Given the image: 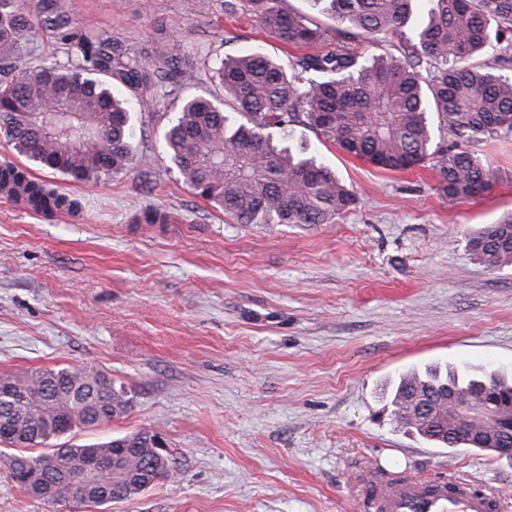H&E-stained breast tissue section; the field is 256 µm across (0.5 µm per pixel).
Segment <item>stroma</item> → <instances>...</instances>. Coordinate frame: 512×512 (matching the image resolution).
<instances>
[{"mask_svg": "<svg viewBox=\"0 0 512 512\" xmlns=\"http://www.w3.org/2000/svg\"><path fill=\"white\" fill-rule=\"evenodd\" d=\"M91 41L176 59L198 80H169L157 110L214 89L213 67L261 47L288 61L253 14L224 0H46ZM36 28L19 68L65 60ZM130 170L75 182L38 179L78 200L44 215L0 199V373L67 365L112 374L128 413L75 444L158 430L176 472L94 512H375L370 473H449L507 496L512 460L441 448L397 424L402 375L430 366L512 374V266L489 270L471 235L512 214V133L441 147L474 153L489 189L455 200L430 164L391 170L295 125L355 203L326 224H241L195 196L163 148V122L134 112ZM165 223L144 220L148 208ZM0 512H87L29 495L0 469Z\"/></svg>", "mask_w": 512, "mask_h": 512, "instance_id": "obj_1", "label": "stroma"}]
</instances>
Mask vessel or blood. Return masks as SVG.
<instances>
[{
	"instance_id": "obj_1",
	"label": "vessel or blood",
	"mask_w": 512,
	"mask_h": 512,
	"mask_svg": "<svg viewBox=\"0 0 512 512\" xmlns=\"http://www.w3.org/2000/svg\"><path fill=\"white\" fill-rule=\"evenodd\" d=\"M375 507L377 512H499L501 504L493 494L444 476L378 485Z\"/></svg>"
}]
</instances>
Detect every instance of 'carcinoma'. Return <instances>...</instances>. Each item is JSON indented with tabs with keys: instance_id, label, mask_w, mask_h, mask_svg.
I'll return each mask as SVG.
<instances>
[{
	"instance_id": "cac0c4a2",
	"label": "carcinoma",
	"mask_w": 512,
	"mask_h": 512,
	"mask_svg": "<svg viewBox=\"0 0 512 512\" xmlns=\"http://www.w3.org/2000/svg\"><path fill=\"white\" fill-rule=\"evenodd\" d=\"M260 27L286 47L304 49L289 64L262 50L227 57L213 71L209 96L187 97L164 129L166 151L189 189L244 224H326L355 202L352 191L304 145L275 133L303 124L348 154L388 169L433 163L441 190L467 199L488 189L492 172L468 151L432 148L435 132L463 140L512 133V79L473 63L493 44L512 48V0H426L427 9L406 39L404 55L365 57L348 42L380 43L402 33L419 0H308L337 23L336 49L310 53L321 29L287 11L281 0H246ZM44 24L61 32L77 61L25 69L0 83V124L18 154L73 181H97L127 172L134 160L128 100L114 95L116 79L140 101H156L173 74L185 84L196 75L173 60L116 50L69 31L56 16ZM33 29L23 0H0V62L18 58ZM68 112L95 140L43 128L45 114ZM0 192L52 215L76 202L31 179L28 169L0 168ZM473 252L491 270L512 266V217L478 231ZM13 399H0V442L18 453L0 458L9 477L29 493L58 485L50 502L91 504L65 481L82 466L97 474L96 497L122 502L167 477L172 459L155 448L157 433L138 430L105 443L68 444L52 439L91 431L128 413L132 397L104 373L86 367L0 376ZM478 402L500 415L495 424L456 414ZM394 415L405 428L446 447L459 444L491 452L512 431V382L489 373L461 379L439 369L400 378ZM55 456L54 469L39 461Z\"/></svg>"
}]
</instances>
